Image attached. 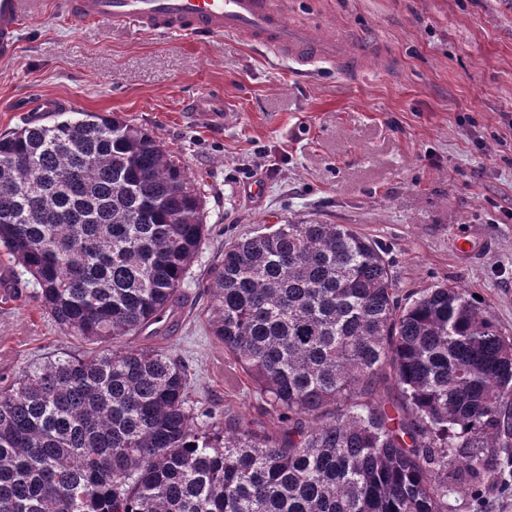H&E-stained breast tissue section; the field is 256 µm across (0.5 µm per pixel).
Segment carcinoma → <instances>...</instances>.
I'll list each match as a JSON object with an SVG mask.
<instances>
[{
  "label": "carcinoma",
  "instance_id": "1",
  "mask_svg": "<svg viewBox=\"0 0 512 512\" xmlns=\"http://www.w3.org/2000/svg\"><path fill=\"white\" fill-rule=\"evenodd\" d=\"M207 236L201 184L140 126L0 134V245L101 345L0 388V512H448L512 468V338L463 288L401 296L375 242L317 218L226 243L208 287L277 431L196 411L179 359L115 340L175 312Z\"/></svg>",
  "mask_w": 512,
  "mask_h": 512
}]
</instances>
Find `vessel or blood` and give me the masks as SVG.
I'll return each instance as SVG.
<instances>
[{
  "mask_svg": "<svg viewBox=\"0 0 512 512\" xmlns=\"http://www.w3.org/2000/svg\"><path fill=\"white\" fill-rule=\"evenodd\" d=\"M71 15L113 29L159 34L226 36L269 49L288 62L358 70L350 45L319 38L288 17L274 0H68ZM39 12V0H0V60L15 57L24 24Z\"/></svg>",
  "mask_w": 512,
  "mask_h": 512,
  "instance_id": "1",
  "label": "vessel or blood"
}]
</instances>
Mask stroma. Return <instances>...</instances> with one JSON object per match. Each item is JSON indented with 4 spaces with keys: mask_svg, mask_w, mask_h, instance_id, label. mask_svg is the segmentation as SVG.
<instances>
[{
    "mask_svg": "<svg viewBox=\"0 0 512 512\" xmlns=\"http://www.w3.org/2000/svg\"><path fill=\"white\" fill-rule=\"evenodd\" d=\"M283 2L291 20L356 45L362 70L302 73L236 39L84 24L63 0H42L18 58L0 61V133L109 113L181 156L210 235L174 316L117 344L181 358L193 401L269 432L262 398L202 314L224 242L308 216L347 224L384 251L400 288L467 289L512 336V0ZM89 349L14 268L0 287V386ZM448 512H512V488L458 490Z\"/></svg>",
    "mask_w": 512,
    "mask_h": 512,
    "instance_id": "35a3bbf8",
    "label": "stroma"
}]
</instances>
